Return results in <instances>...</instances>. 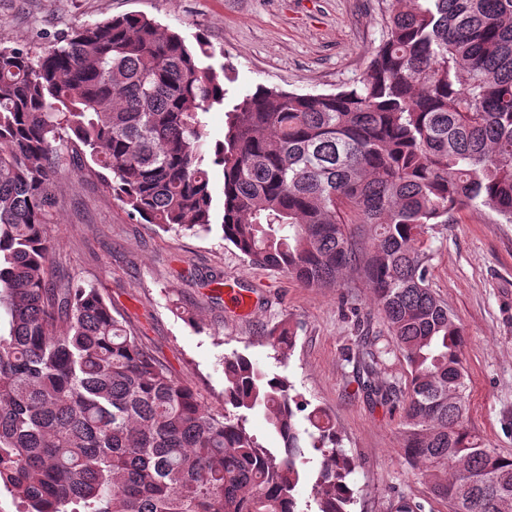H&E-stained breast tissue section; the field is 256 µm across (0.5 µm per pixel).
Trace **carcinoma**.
<instances>
[{
	"label": "carcinoma",
	"mask_w": 512,
	"mask_h": 512,
	"mask_svg": "<svg viewBox=\"0 0 512 512\" xmlns=\"http://www.w3.org/2000/svg\"><path fill=\"white\" fill-rule=\"evenodd\" d=\"M203 57L205 40L139 15L87 23L39 55L0 46V488L17 512H299L312 449L326 464L306 512L354 504V460L288 377L224 358L236 412L216 414L98 289L55 284L47 225L87 156L163 230L211 229L217 169L223 238L253 264L308 288L360 273L408 368L405 460L451 512H512V458L468 423L466 337L431 288L428 245L464 208L512 224V0H388L362 75L334 93L259 87L215 142L202 115L224 102V72ZM295 336L284 320L269 344L283 355ZM391 348L359 353L357 384L375 400ZM256 409L280 453L247 430Z\"/></svg>",
	"instance_id": "carcinoma-1"
}]
</instances>
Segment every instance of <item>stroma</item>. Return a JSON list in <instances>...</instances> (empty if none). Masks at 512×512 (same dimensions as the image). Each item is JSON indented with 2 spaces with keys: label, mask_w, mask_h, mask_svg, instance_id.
I'll list each match as a JSON object with an SVG mask.
<instances>
[{
  "label": "stroma",
  "mask_w": 512,
  "mask_h": 512,
  "mask_svg": "<svg viewBox=\"0 0 512 512\" xmlns=\"http://www.w3.org/2000/svg\"><path fill=\"white\" fill-rule=\"evenodd\" d=\"M137 14L209 44L224 68L223 103L203 116L211 139L225 114L257 87L300 94L338 91L367 68L384 33L385 0H0V45L33 52L75 28ZM48 230L60 284L98 288L141 342L215 412L224 410L225 357L241 354L332 417L341 448L358 463L351 512H398L402 502L449 512L421 471L401 456L400 399L371 402L353 380L363 339L388 333L368 282L346 272L332 288H308L253 265L220 228L162 232L132 217L109 182L71 175ZM430 284L462 323L468 418L489 447L512 457V224L471 209L429 233ZM217 274L249 292L254 308L233 315L206 281ZM288 320L292 349L275 357L269 329Z\"/></svg>",
  "instance_id": "1"
}]
</instances>
